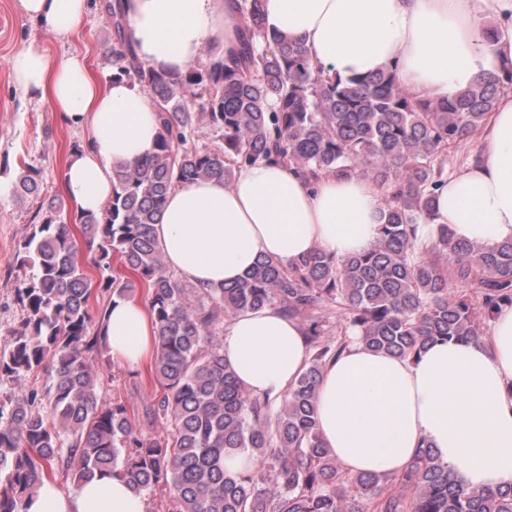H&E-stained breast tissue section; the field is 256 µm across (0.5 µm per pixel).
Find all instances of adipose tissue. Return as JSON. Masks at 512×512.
<instances>
[{"mask_svg":"<svg viewBox=\"0 0 512 512\" xmlns=\"http://www.w3.org/2000/svg\"><path fill=\"white\" fill-rule=\"evenodd\" d=\"M22 13L57 37L74 33L87 0H19ZM270 32L297 39L311 64L340 76L395 69L416 97L445 100L478 75L512 69V0H261ZM139 62L182 72L219 42L236 49L243 21L237 0H124ZM497 23L487 27L484 16ZM16 82L49 101L89 139L70 158L65 190L82 212L101 213L112 195V165L152 153L157 112L128 80L101 82L86 56L51 61L30 47L10 61ZM480 151L448 178L420 243L447 226L455 240L489 247L512 241V93L482 122ZM384 193L371 180L324 176L307 185L292 168L257 163L231 183L175 187L155 233L167 266L199 288L233 283L263 257L291 264L313 251L362 252L377 236ZM112 356L146 360L154 336L143 305L118 299L108 316ZM224 357L253 394L282 398L308 362L304 328L266 307L224 329ZM318 432L345 473L398 475L420 446L467 488L512 486V307H502L480 341L431 343L399 358L350 337L324 368L317 388ZM26 512H144L122 478L98 476L61 488L44 482Z\"/></svg>","mask_w":512,"mask_h":512,"instance_id":"adipose-tissue-1","label":"adipose tissue"}]
</instances>
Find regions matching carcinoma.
<instances>
[{
  "instance_id": "carcinoma-1",
  "label": "carcinoma",
  "mask_w": 512,
  "mask_h": 512,
  "mask_svg": "<svg viewBox=\"0 0 512 512\" xmlns=\"http://www.w3.org/2000/svg\"><path fill=\"white\" fill-rule=\"evenodd\" d=\"M112 17L114 78L150 97L160 122L154 153L112 167V197L102 215L68 214L51 202L17 254L28 272L16 289L24 317L0 350V512H26L55 469L73 482L116 474L139 496L168 494L170 512H512V487L467 490L418 451L396 476L348 475L324 448L316 419L324 366L346 338L322 341L316 310L329 303L367 347L397 357L429 342L473 340L475 312L448 279L475 282L482 311L512 306V242L492 249L460 242L440 230L422 250L417 224L432 218L448 182L445 152L481 125L497 98L512 89V71L484 76L454 98L413 96L388 69L341 77L312 68L304 45L268 33L260 0H238L243 29L229 62L212 59L184 72L158 71L131 58L121 0ZM219 137L195 142L196 125ZM261 162L297 169L308 182L323 173L365 176L385 192L382 224L372 247L345 258L315 251L285 266L261 258L240 280L200 289L171 273L154 232L169 192L198 179L229 183L235 171ZM37 167L21 160L13 187L19 202L40 194ZM76 226L96 245L93 281L77 256ZM451 255L447 270L440 257ZM135 277L119 282L113 260ZM147 290L157 341L151 373L163 395L145 408L165 431L140 438L126 408L98 394L92 358L109 352L107 318L91 312L93 287L128 297ZM270 307L307 318L315 352L279 409L238 382L212 340L224 316ZM45 376L42 390L25 389ZM244 453L227 466V454Z\"/></svg>"
}]
</instances>
